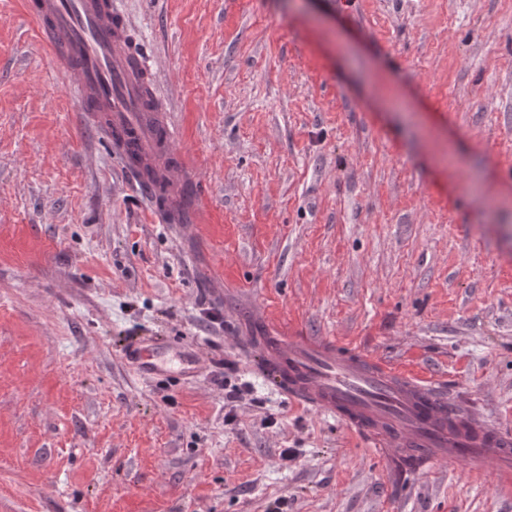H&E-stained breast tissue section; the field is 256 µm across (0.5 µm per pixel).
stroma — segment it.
<instances>
[{"label":"stroma","instance_id":"1","mask_svg":"<svg viewBox=\"0 0 512 512\" xmlns=\"http://www.w3.org/2000/svg\"><path fill=\"white\" fill-rule=\"evenodd\" d=\"M114 2L203 221L156 220L0 0V512H512L458 463L392 481L241 345L252 308L512 430V0ZM151 346L148 348L143 340H138L129 344L125 349L126 358L139 373L161 376L171 370H179L185 379L194 374L197 363L195 354L190 353L191 358L180 357L178 359L179 366L174 368L169 365L168 358L159 356L165 349L163 342L153 341Z\"/></svg>","mask_w":512,"mask_h":512}]
</instances>
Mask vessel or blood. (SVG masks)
I'll list each match as a JSON object with an SVG mask.
<instances>
[{
	"mask_svg": "<svg viewBox=\"0 0 512 512\" xmlns=\"http://www.w3.org/2000/svg\"><path fill=\"white\" fill-rule=\"evenodd\" d=\"M54 66L74 77L90 103L87 118L125 170L140 182L152 209L169 222L160 189L175 190L180 178L160 170L161 185L145 182L144 164H156L159 144L177 135L168 113L144 111L157 94V75L142 49L129 41L125 17L112 0H24ZM256 329L244 336L257 352L261 378L289 398L324 412L360 432L391 466L394 480L439 460L512 481V435L449 395L441 383L420 379L357 353L330 338L303 336L252 315ZM164 343L129 344L125 356L141 374L170 372Z\"/></svg>",
	"mask_w": 512,
	"mask_h": 512,
	"instance_id": "1",
	"label": "vessel or blood"
}]
</instances>
